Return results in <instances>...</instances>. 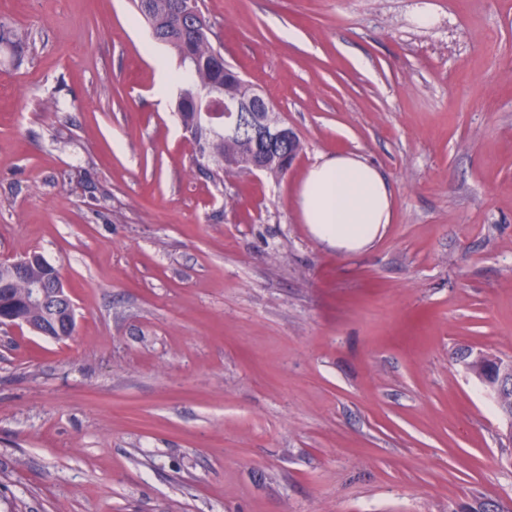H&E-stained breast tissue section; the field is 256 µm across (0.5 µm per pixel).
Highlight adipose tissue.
<instances>
[{"label": "adipose tissue", "mask_w": 512, "mask_h": 512, "mask_svg": "<svg viewBox=\"0 0 512 512\" xmlns=\"http://www.w3.org/2000/svg\"><path fill=\"white\" fill-rule=\"evenodd\" d=\"M297 203L315 237L340 251L372 243L393 215L385 179L356 153H339L310 165L298 186Z\"/></svg>", "instance_id": "adipose-tissue-1"}]
</instances>
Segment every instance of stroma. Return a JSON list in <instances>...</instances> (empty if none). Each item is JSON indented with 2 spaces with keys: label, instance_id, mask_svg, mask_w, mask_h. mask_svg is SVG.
Here are the masks:
<instances>
[{
  "label": "stroma",
  "instance_id": "1",
  "mask_svg": "<svg viewBox=\"0 0 512 512\" xmlns=\"http://www.w3.org/2000/svg\"><path fill=\"white\" fill-rule=\"evenodd\" d=\"M429 7L436 22H414ZM303 146L213 176L130 0H0V259L40 254L71 338L0 327V512H512V0H203ZM379 169L394 219L325 246L296 188ZM512 360L505 361L501 358H489L485 355H477L470 363V369L476 377L485 385L493 386L499 389L498 396L495 399L498 410L505 416L512 417V375L502 376L501 367L508 365ZM510 379L502 384L503 380ZM508 417L509 423L512 424V418Z\"/></svg>",
  "mask_w": 512,
  "mask_h": 512
}]
</instances>
